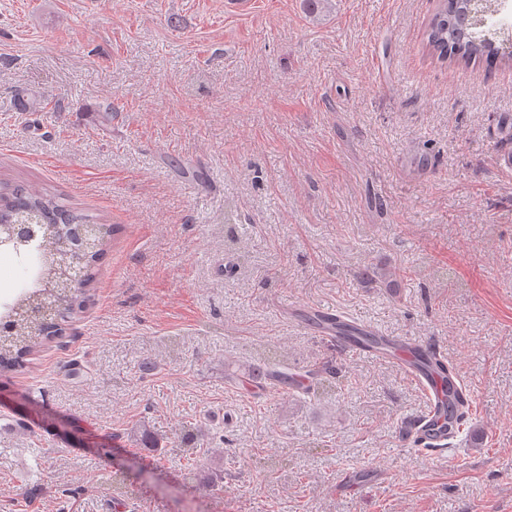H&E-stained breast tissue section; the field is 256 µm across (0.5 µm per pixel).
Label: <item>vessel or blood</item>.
Wrapping results in <instances>:
<instances>
[{"label":"vessel or blood","mask_w":512,"mask_h":512,"mask_svg":"<svg viewBox=\"0 0 512 512\" xmlns=\"http://www.w3.org/2000/svg\"><path fill=\"white\" fill-rule=\"evenodd\" d=\"M345 315L336 309L318 306L307 315V324L319 336L346 351L363 354L401 367L415 378L424 391L428 407L406 416L400 429L403 445L425 450L446 449L450 437L459 428L465 405L473 396L438 347L398 336H377L374 327L359 324V332L349 335L341 331Z\"/></svg>","instance_id":"vessel-or-blood-1"}]
</instances>
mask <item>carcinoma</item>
Returning a JSON list of instances; mask_svg holds the SVG:
<instances>
[{"instance_id": "carcinoma-1", "label": "carcinoma", "mask_w": 512, "mask_h": 512, "mask_svg": "<svg viewBox=\"0 0 512 512\" xmlns=\"http://www.w3.org/2000/svg\"><path fill=\"white\" fill-rule=\"evenodd\" d=\"M473 0H440L427 33L429 52L442 62L512 64V25L505 20L478 29ZM34 221V233L18 234L1 243L24 258L19 294L0 312L6 328L0 334V372L22 367L26 357L44 344L65 335L67 326L85 308L106 254L104 238L95 248L85 243L93 216L72 209L54 193L17 185L0 194V225ZM83 270L80 288L54 296L50 318L26 317L29 308L44 300L41 282L59 277L61 262Z\"/></svg>"}]
</instances>
